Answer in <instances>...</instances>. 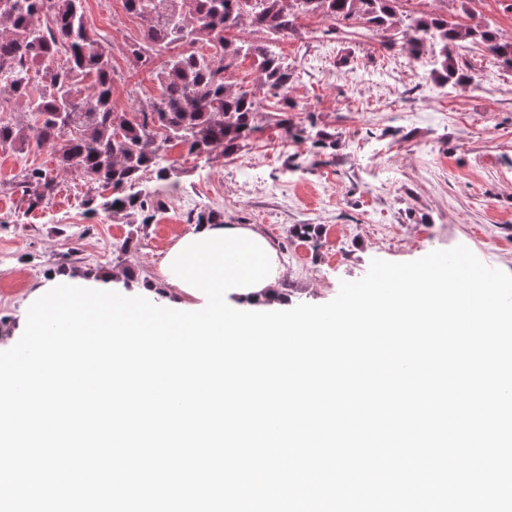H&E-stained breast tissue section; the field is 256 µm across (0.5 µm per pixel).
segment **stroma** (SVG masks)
Here are the masks:
<instances>
[{
  "mask_svg": "<svg viewBox=\"0 0 512 512\" xmlns=\"http://www.w3.org/2000/svg\"><path fill=\"white\" fill-rule=\"evenodd\" d=\"M85 12L110 54L113 100L128 108L130 89L159 94L164 56L136 68L126 53L141 24L123 0H85ZM439 12L463 24L485 21L512 39V13L500 0H405L406 15ZM297 34L274 50L295 71L291 118L332 133L321 164L288 166L302 144L286 143L272 109L236 154L210 162L176 147L168 153L175 193L146 229L122 214L91 213L82 200L93 185L79 170L57 174L45 208L28 211L16 182L22 168L55 172L50 150L0 152V342L16 334L29 294L66 269L77 278L116 275L118 289L162 285L161 261L193 227L190 211L210 207L228 224H251L282 249L283 292L290 305L324 304L341 281L362 278L372 259L408 262L462 244L484 264L512 274V71L468 43L458 63L470 87L442 88L403 46L384 48L362 24L332 27L301 16ZM321 227L318 244L294 240L293 225ZM134 248L122 251L125 239ZM136 273L126 280L125 269Z\"/></svg>",
  "mask_w": 512,
  "mask_h": 512,
  "instance_id": "stroma-1",
  "label": "stroma"
}]
</instances>
